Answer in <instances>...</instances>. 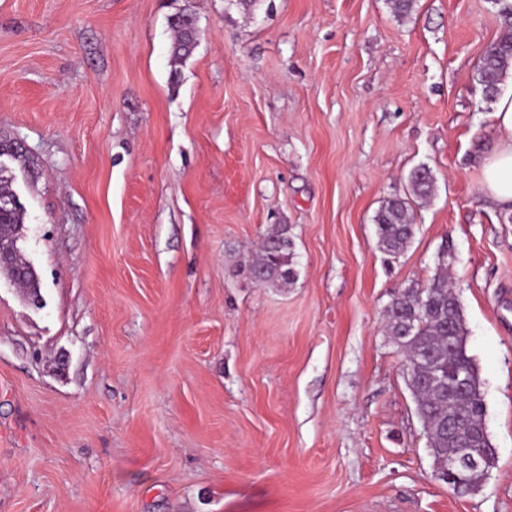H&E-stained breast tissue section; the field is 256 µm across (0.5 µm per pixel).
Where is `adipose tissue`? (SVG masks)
Wrapping results in <instances>:
<instances>
[{
  "label": "adipose tissue",
  "mask_w": 512,
  "mask_h": 512,
  "mask_svg": "<svg viewBox=\"0 0 512 512\" xmlns=\"http://www.w3.org/2000/svg\"><path fill=\"white\" fill-rule=\"evenodd\" d=\"M492 117L496 141L481 162V191L507 209L512 208V91L500 95Z\"/></svg>",
  "instance_id": "ef3b65f1"
}]
</instances>
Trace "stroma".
<instances>
[{
  "instance_id": "1",
  "label": "stroma",
  "mask_w": 512,
  "mask_h": 512,
  "mask_svg": "<svg viewBox=\"0 0 512 512\" xmlns=\"http://www.w3.org/2000/svg\"><path fill=\"white\" fill-rule=\"evenodd\" d=\"M0 0V139L44 303L0 274V512H512V212L493 0ZM435 193L386 264L373 217ZM290 225L295 280L250 263ZM497 465L433 462L384 311L442 242ZM192 2V0H184L169 20L174 33L170 53L175 62L191 55L198 40L196 13ZM504 36L486 52L477 81L487 103L496 101L500 86L512 70V4L495 0ZM496 141L483 157L481 192L500 207L512 208V89L500 95L492 112ZM411 195L420 200H425L433 192V178L430 170L425 167L416 168L409 175Z\"/></svg>"
}]
</instances>
